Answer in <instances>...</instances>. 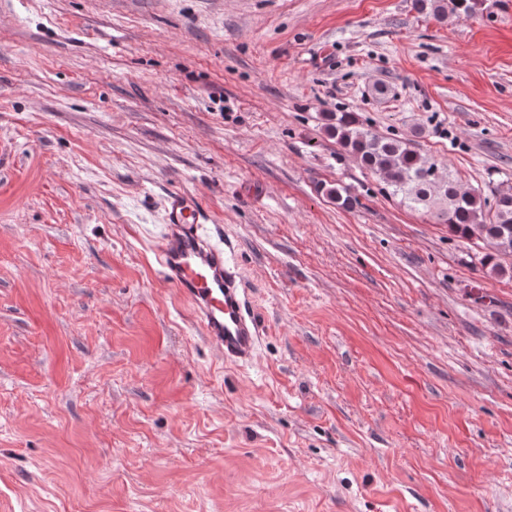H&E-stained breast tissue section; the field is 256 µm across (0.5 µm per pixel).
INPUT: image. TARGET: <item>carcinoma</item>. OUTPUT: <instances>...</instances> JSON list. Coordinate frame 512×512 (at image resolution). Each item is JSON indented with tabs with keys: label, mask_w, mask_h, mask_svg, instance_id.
<instances>
[{
	"label": "carcinoma",
	"mask_w": 512,
	"mask_h": 512,
	"mask_svg": "<svg viewBox=\"0 0 512 512\" xmlns=\"http://www.w3.org/2000/svg\"><path fill=\"white\" fill-rule=\"evenodd\" d=\"M476 0H414V8L443 19L452 11L469 15ZM324 130L358 164L380 179L384 190L411 210L433 214L453 235L469 240L480 231L494 247L480 259L498 275L512 273L503 259L512 256V185H499L491 196L482 190H464L437 162L418 153L407 140L381 135L365 127L356 112H328ZM326 195L344 208L359 204L357 197L331 186Z\"/></svg>",
	"instance_id": "1"
}]
</instances>
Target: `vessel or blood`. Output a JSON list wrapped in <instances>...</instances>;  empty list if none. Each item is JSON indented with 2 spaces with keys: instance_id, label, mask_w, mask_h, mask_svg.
Segmentation results:
<instances>
[{
  "instance_id": "1",
  "label": "vessel or blood",
  "mask_w": 512,
  "mask_h": 512,
  "mask_svg": "<svg viewBox=\"0 0 512 512\" xmlns=\"http://www.w3.org/2000/svg\"><path fill=\"white\" fill-rule=\"evenodd\" d=\"M156 251L164 279L193 304L207 341L225 361L250 364L263 324L240 275L236 240L195 202L172 193Z\"/></svg>"
}]
</instances>
